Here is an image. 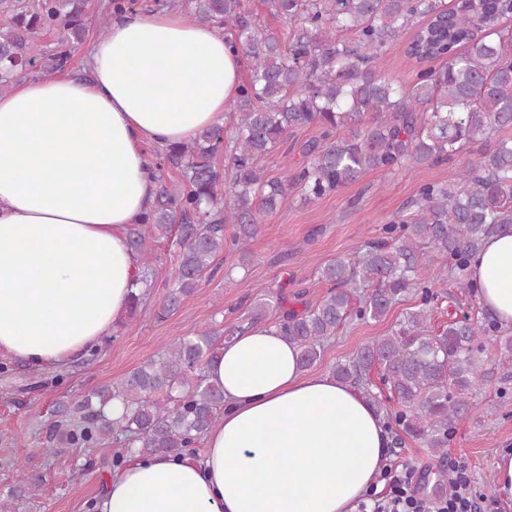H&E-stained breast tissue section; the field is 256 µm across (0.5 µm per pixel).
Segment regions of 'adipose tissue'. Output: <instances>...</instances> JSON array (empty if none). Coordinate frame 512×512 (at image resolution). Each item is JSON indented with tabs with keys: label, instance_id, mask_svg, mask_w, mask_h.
Returning a JSON list of instances; mask_svg holds the SVG:
<instances>
[{
	"label": "adipose tissue",
	"instance_id": "1",
	"mask_svg": "<svg viewBox=\"0 0 512 512\" xmlns=\"http://www.w3.org/2000/svg\"><path fill=\"white\" fill-rule=\"evenodd\" d=\"M87 69L0 95V353L37 366L69 365L124 315L141 274L127 229L157 188L145 148L223 125L242 64L223 29L160 9L113 16ZM470 279L512 326V235L485 239ZM205 372L224 413L204 453L129 456L97 512H357L390 444L362 390L300 369L272 325Z\"/></svg>",
	"mask_w": 512,
	"mask_h": 512
}]
</instances>
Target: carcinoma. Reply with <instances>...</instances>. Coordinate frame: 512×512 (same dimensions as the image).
I'll list each match as a JSON object with an SVG mask.
<instances>
[{
	"instance_id": "1",
	"label": "carcinoma",
	"mask_w": 512,
	"mask_h": 512,
	"mask_svg": "<svg viewBox=\"0 0 512 512\" xmlns=\"http://www.w3.org/2000/svg\"><path fill=\"white\" fill-rule=\"evenodd\" d=\"M133 2L108 0L99 25L132 9ZM262 4L288 22L287 41L261 28L249 0H170L190 21L223 28L249 76L231 104V127L204 129L189 143L153 153L155 202L141 223L128 228V239L139 252L148 235H175L178 267L156 316L172 315L226 248L245 252L288 189L298 186L305 199L317 200L368 171L386 174L404 163L435 166L478 144L479 160L464 164L448 183L423 184L415 211L393 216L382 226L383 237L367 241L356 261L324 266L320 278L328 291L315 306L288 309L279 295L249 310L250 326L267 311L280 310L275 326L297 346L303 369L321 358L325 341L351 316L379 320L409 291L419 293L418 309L337 363L333 375L362 389L389 427L440 453L469 415L478 384L495 368L512 364V333L487 309L476 319L452 318L438 334L427 325L433 282L446 280L475 295L468 278L471 258L489 235L512 232V138L495 137L512 127V33L501 28L512 18V0H468L453 8L443 0ZM0 13L11 16V25L0 30V93L33 72L66 69L87 29L85 0H0ZM56 29L63 35L55 46L38 59L31 55L34 40ZM401 41L415 66L407 85L377 69ZM312 124L322 133L302 146L310 162L289 178H265L264 157L285 143L288 130ZM225 150L221 172L215 159ZM171 167L182 170L185 182L166 181ZM422 243L446 259L430 274L422 268ZM360 288L367 293L354 308ZM239 331L197 329L112 385L59 405L46 430L45 454L84 448L80 470L113 474L124 462L122 453L106 447L114 437L140 455L193 450L224 411V390L209 381L205 368ZM486 338L497 342L499 352L490 368L477 356ZM10 376L0 364L7 392L61 379L59 373L40 375L16 389ZM114 400L125 411L111 418L104 408Z\"/></svg>"
}]
</instances>
